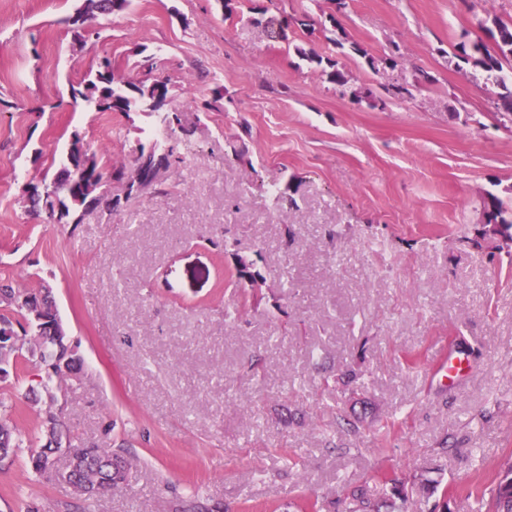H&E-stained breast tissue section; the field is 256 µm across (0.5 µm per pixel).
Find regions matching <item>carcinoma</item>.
<instances>
[{"label": "carcinoma", "mask_w": 512, "mask_h": 512, "mask_svg": "<svg viewBox=\"0 0 512 512\" xmlns=\"http://www.w3.org/2000/svg\"><path fill=\"white\" fill-rule=\"evenodd\" d=\"M132 0H84L83 6L72 15L62 19L69 26H82L88 19L102 16L107 18L115 12H122L130 7ZM486 31L494 42L490 47L477 40L469 45H459L457 59L480 69L486 79L498 78L503 70V63L512 59V22L491 18V25ZM310 62L325 64L330 68V81L344 85L347 83L345 73L337 67L336 61L323 59L314 52L300 51ZM142 68L147 78L131 82L116 74L112 62L104 58L91 67L78 86L71 87L73 102H81L85 107L96 112H123L136 110L150 112L161 111V105L168 98V83L165 79L152 76L153 62L145 58ZM164 138L151 153H140L133 168L114 167L101 164L97 153L89 149L82 150L83 140L73 134L70 147L62 159V167L55 177L35 189L30 194L31 212L38 216L42 213L57 224L71 218L79 223L75 214L79 211L100 206L110 210L114 208L112 197L105 192L106 180L126 181L142 172L146 190L163 183L165 177L176 172L184 162L181 152L182 143L193 135V131L181 124L178 109L166 111L162 120ZM83 154L87 166L84 185L72 186L68 181L70 166L76 155ZM486 224H499L501 233H509L512 219L505 217L507 210L501 198L490 195L483 203ZM61 324L57 318L55 301L48 288L38 292L15 289L10 285L0 284V382L9 381L16 373L22 361L35 360L51 370L49 379L42 385L50 401L56 396L50 383L53 379L61 380L73 376L80 370V359L71 354L64 358L59 350L64 346L61 336ZM48 446L31 454L33 470L47 479H62L69 483L79 497L91 500L105 492L125 484L129 477V467L110 448L91 445L73 449L68 464L53 471L46 470L48 454L53 452L50 443L62 439L59 417L52 415L48 419ZM22 439L16 427L0 421V448L16 451L21 447ZM390 484L391 500L379 504L372 499L367 490L360 486L350 490L345 497V512H380L381 506L396 508L395 500L405 503L408 494L405 484L397 478L386 480ZM476 499L484 507V512H512V458L506 463L503 474L498 481L484 489L476 490Z\"/></svg>", "instance_id": "1"}]
</instances>
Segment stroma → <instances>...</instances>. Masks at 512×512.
I'll list each match as a JSON object with an SVG mask.
<instances>
[{"label": "stroma", "instance_id": "35a3bbf8", "mask_svg": "<svg viewBox=\"0 0 512 512\" xmlns=\"http://www.w3.org/2000/svg\"><path fill=\"white\" fill-rule=\"evenodd\" d=\"M82 3L0 0V282L51 288L83 361L54 404L24 397L38 364L0 383L23 439L0 512H334L373 474L438 481L409 512H476L469 489L512 455V243L466 240L512 187V123L456 52L512 0H254L316 22L283 40L221 0H133L80 38L61 20ZM105 55L131 81L152 57L194 134L160 190L116 182L114 210L54 224L26 190L72 134L117 165L156 142V115L72 105ZM448 348L468 360L453 384ZM57 412L71 446L131 463L128 484L86 502L32 472Z\"/></svg>", "mask_w": 512, "mask_h": 512}]
</instances>
